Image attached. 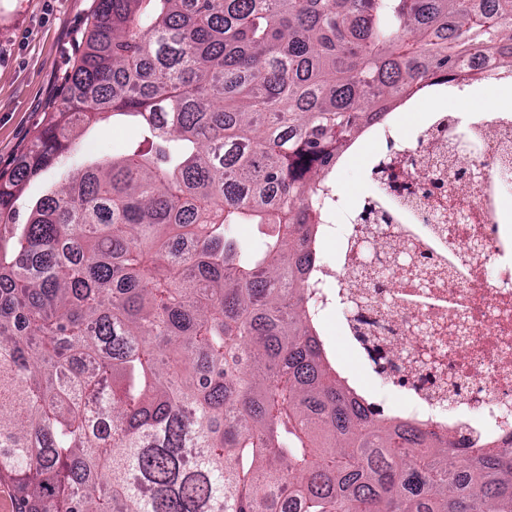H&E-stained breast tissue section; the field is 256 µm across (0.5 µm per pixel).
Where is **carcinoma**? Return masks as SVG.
<instances>
[{"label": "carcinoma", "mask_w": 512, "mask_h": 512, "mask_svg": "<svg viewBox=\"0 0 512 512\" xmlns=\"http://www.w3.org/2000/svg\"><path fill=\"white\" fill-rule=\"evenodd\" d=\"M512 71V0H96L60 106L0 175V482L18 512H512V442L459 455L330 361L309 268L363 130ZM141 140L27 202L91 126ZM238 224H273L256 247Z\"/></svg>", "instance_id": "cac0c4a2"}]
</instances>
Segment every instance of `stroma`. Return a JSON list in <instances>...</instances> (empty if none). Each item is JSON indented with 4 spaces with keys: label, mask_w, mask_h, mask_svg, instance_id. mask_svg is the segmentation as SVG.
I'll use <instances>...</instances> for the list:
<instances>
[{
    "label": "stroma",
    "mask_w": 512,
    "mask_h": 512,
    "mask_svg": "<svg viewBox=\"0 0 512 512\" xmlns=\"http://www.w3.org/2000/svg\"><path fill=\"white\" fill-rule=\"evenodd\" d=\"M95 0H0V173L20 163L65 93Z\"/></svg>",
    "instance_id": "1"
}]
</instances>
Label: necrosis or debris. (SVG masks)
Segmentation results:
<instances>
[{
    "instance_id": "1",
    "label": "necrosis or debris",
    "mask_w": 512,
    "mask_h": 512,
    "mask_svg": "<svg viewBox=\"0 0 512 512\" xmlns=\"http://www.w3.org/2000/svg\"><path fill=\"white\" fill-rule=\"evenodd\" d=\"M461 90L428 83L401 104L423 113L416 131L386 118L352 143L386 149L354 204L328 184L310 285L318 319L336 315L377 383L362 396L371 414L435 425L464 453L512 438V111L461 115L446 105ZM372 241L380 278L365 267Z\"/></svg>"
}]
</instances>
